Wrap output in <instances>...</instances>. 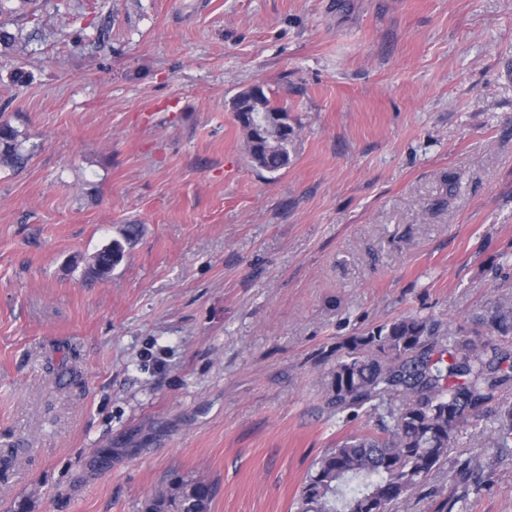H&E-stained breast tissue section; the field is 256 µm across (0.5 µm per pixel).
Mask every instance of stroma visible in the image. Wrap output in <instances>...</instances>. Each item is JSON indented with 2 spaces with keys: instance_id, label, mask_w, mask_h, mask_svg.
<instances>
[{
  "instance_id": "stroma-1",
  "label": "stroma",
  "mask_w": 512,
  "mask_h": 512,
  "mask_svg": "<svg viewBox=\"0 0 512 512\" xmlns=\"http://www.w3.org/2000/svg\"><path fill=\"white\" fill-rule=\"evenodd\" d=\"M0 512H297L316 459L376 433L327 375L405 316L512 296V0H37L0 16ZM26 70L25 85L12 81ZM262 86L297 135L252 165ZM141 228L106 280L97 251ZM464 427L406 512H512V447ZM475 457L485 481L453 477ZM18 138V130L8 121L0 120V168L18 170L23 167L27 156ZM212 487L199 479L179 480L145 505V512H209Z\"/></svg>"
}]
</instances>
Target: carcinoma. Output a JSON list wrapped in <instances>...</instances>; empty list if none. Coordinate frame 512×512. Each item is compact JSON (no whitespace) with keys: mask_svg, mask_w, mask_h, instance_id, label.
<instances>
[{"mask_svg":"<svg viewBox=\"0 0 512 512\" xmlns=\"http://www.w3.org/2000/svg\"><path fill=\"white\" fill-rule=\"evenodd\" d=\"M22 40L21 32L0 23L1 49ZM240 102L266 116L259 135L245 133L251 163L270 174L287 168L294 133L287 110L250 89L232 99L234 106ZM26 160L18 130L0 120V168L18 170ZM135 235L129 226L123 241L97 252L107 271ZM474 323L487 336L512 339V297L491 303ZM328 376L337 409L368 404L392 427L382 436L349 437L322 455L302 488L300 512H392L407 505L444 465L461 428L485 412L499 422L485 443H512V402L502 397L512 386V348L461 328L445 333L419 317L378 326L339 345ZM211 499L210 484L182 479L148 501L145 512H209Z\"/></svg>","mask_w":512,"mask_h":512,"instance_id":"carcinoma-1","label":"carcinoma"}]
</instances>
